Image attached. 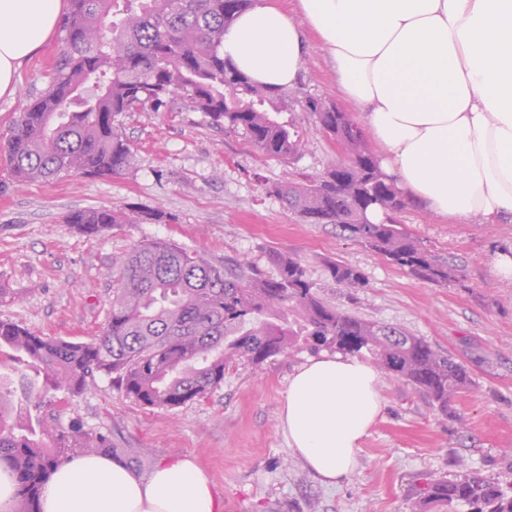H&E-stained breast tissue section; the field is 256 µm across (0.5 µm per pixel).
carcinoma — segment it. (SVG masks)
I'll return each mask as SVG.
<instances>
[{
    "instance_id": "carcinoma-1",
    "label": "carcinoma",
    "mask_w": 512,
    "mask_h": 512,
    "mask_svg": "<svg viewBox=\"0 0 512 512\" xmlns=\"http://www.w3.org/2000/svg\"><path fill=\"white\" fill-rule=\"evenodd\" d=\"M63 23L64 51L48 87L15 120L0 142L13 182L50 181L82 174L107 178L136 163L119 132L124 112L167 106L180 96L217 126L227 125L258 152L287 159L303 147L297 119H279L286 94L255 84L224 59V31L252 0H71ZM123 14L116 19L117 14ZM306 116L347 161L314 177L267 188L310 224H334L391 264L427 281L448 283V262L424 249L396 219L411 200L385 175L362 129L345 112ZM380 209L384 219L367 218ZM161 209L129 213L77 210L67 222L96 238L119 224H165ZM277 270L253 264L222 267L165 239L134 245L118 262L111 313L92 342L52 339L0 320V348L12 351L11 371L0 376V466L15 475L14 512H41L42 487L74 454L108 456L112 433L61 422L45 408L47 394H82L108 376L144 406L177 408L221 387L226 369L254 368L305 347L369 358L387 378L402 380L448 413L449 403L472 386L467 369L424 339L388 323L364 320L321 297L302 263L270 254ZM339 287H366L355 268L327 263ZM43 374L37 385L22 366ZM411 512H512V483L475 471L433 475Z\"/></svg>"
}]
</instances>
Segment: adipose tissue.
Here are the masks:
<instances>
[{"mask_svg":"<svg viewBox=\"0 0 512 512\" xmlns=\"http://www.w3.org/2000/svg\"><path fill=\"white\" fill-rule=\"evenodd\" d=\"M255 0L221 54L257 84L293 87L315 34L336 85L379 147L399 190L455 224L512 219V0ZM64 0H0V98L50 40ZM378 370L356 356L308 358L291 376L279 420L288 449L339 484L381 414ZM42 512H224L190 458L147 474L77 455L45 485Z\"/></svg>","mask_w":512,"mask_h":512,"instance_id":"adipose-tissue-1","label":"adipose tissue"}]
</instances>
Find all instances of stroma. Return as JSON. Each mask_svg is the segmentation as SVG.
I'll return each instance as SVG.
<instances>
[{"label": "stroma", "instance_id": "1", "mask_svg": "<svg viewBox=\"0 0 512 512\" xmlns=\"http://www.w3.org/2000/svg\"><path fill=\"white\" fill-rule=\"evenodd\" d=\"M64 49L56 32L20 69L17 93L0 98V140L31 98L49 84ZM300 82L305 95L344 107L326 54L311 42ZM118 124L137 153L134 168L106 179L71 175L12 182L0 160V319L52 338L90 342L112 304L113 263L139 242L166 238L222 265L248 258L266 276L273 252L298 258L322 294L371 321L391 323L452 355L473 385L453 416L399 380H382L383 410L357 454L354 472L324 486L287 449L278 415L288 379L310 353L293 352L264 369L236 367L206 398L174 409L140 405L106 377L61 403L62 419L108 428L122 448L147 452L131 469L192 457L214 481L224 512H407L425 477L476 470L512 476V290L493 268L512 254V222L450 224L414 204L399 214L421 244L448 261L447 284L416 278L332 224H308L266 193L270 184L314 176L336 148L310 120L292 160L260 154L240 135L212 125L182 99L169 108L127 112ZM159 207L168 224H121L90 240L67 224L75 210ZM356 268L367 286L355 297L328 280L326 262Z\"/></svg>", "mask_w": 512, "mask_h": 512}]
</instances>
